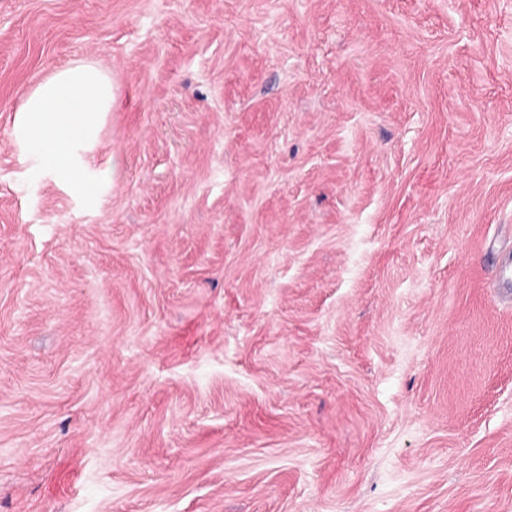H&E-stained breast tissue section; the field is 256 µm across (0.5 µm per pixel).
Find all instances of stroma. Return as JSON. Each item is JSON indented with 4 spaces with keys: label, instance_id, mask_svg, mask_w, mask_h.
I'll use <instances>...</instances> for the list:
<instances>
[{
    "label": "stroma",
    "instance_id": "35a3bbf8",
    "mask_svg": "<svg viewBox=\"0 0 512 512\" xmlns=\"http://www.w3.org/2000/svg\"><path fill=\"white\" fill-rule=\"evenodd\" d=\"M511 252L512 0H0V512H512ZM113 104L112 78L93 62L55 71L16 109L19 137L48 173L78 184L75 148L90 141Z\"/></svg>",
    "mask_w": 512,
    "mask_h": 512
}]
</instances>
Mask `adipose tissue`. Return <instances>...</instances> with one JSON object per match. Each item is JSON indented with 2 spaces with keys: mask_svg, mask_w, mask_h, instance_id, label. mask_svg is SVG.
Returning <instances> with one entry per match:
<instances>
[{
  "mask_svg": "<svg viewBox=\"0 0 512 512\" xmlns=\"http://www.w3.org/2000/svg\"><path fill=\"white\" fill-rule=\"evenodd\" d=\"M113 104L112 78L97 64L55 71L27 93L17 112L19 137L48 173L78 182L75 148L90 141Z\"/></svg>",
  "mask_w": 512,
  "mask_h": 512,
  "instance_id": "1",
  "label": "adipose tissue"
}]
</instances>
